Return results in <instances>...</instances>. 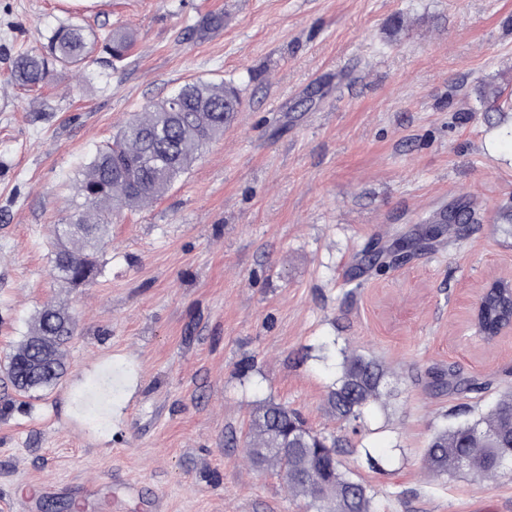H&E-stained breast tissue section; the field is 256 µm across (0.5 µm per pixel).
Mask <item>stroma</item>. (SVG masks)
Returning a JSON list of instances; mask_svg holds the SVG:
<instances>
[{"instance_id": "1", "label": "stroma", "mask_w": 512, "mask_h": 512, "mask_svg": "<svg viewBox=\"0 0 512 512\" xmlns=\"http://www.w3.org/2000/svg\"><path fill=\"white\" fill-rule=\"evenodd\" d=\"M68 19L132 29L130 63L10 87L13 57ZM200 78L237 87L233 122L157 202L114 219L93 286L62 287L52 228L77 166ZM1 90L0 357L44 304L66 303L77 330L68 375L0 414V512L31 484L32 512H304L244 447L264 400L395 456L382 471L347 458L385 512H512V479L422 465L459 405L512 389V332L487 345L471 320L487 283L512 280V0H0ZM463 202L466 235L435 234ZM428 231L403 265L367 266L369 247ZM349 345L391 372L387 405L355 426L326 404ZM451 366L482 389L432 388ZM102 390L110 415L83 417L75 395Z\"/></svg>"}]
</instances>
